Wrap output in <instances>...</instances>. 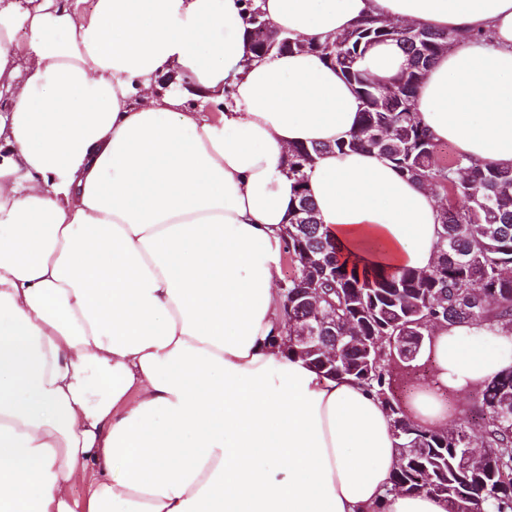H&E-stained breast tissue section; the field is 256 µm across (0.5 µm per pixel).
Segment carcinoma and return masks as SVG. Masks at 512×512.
<instances>
[{
	"mask_svg": "<svg viewBox=\"0 0 512 512\" xmlns=\"http://www.w3.org/2000/svg\"><path fill=\"white\" fill-rule=\"evenodd\" d=\"M419 44L401 26L366 22L333 41L307 42L300 50L319 54L339 68L360 102V123L338 150L374 149L373 133L391 126L400 135V147L387 160L402 176L418 184L434 185L459 197L441 211L439 261L427 278L405 268L390 273L383 267L344 255L319 224L313 200L304 189L302 157H317L328 145H299L288 155V170L297 183L295 203L306 204L304 239L310 251L323 250L327 276L311 282L302 260L283 290L292 298L298 288L314 284L326 304L336 305V322L356 323L360 339L345 350L336 365L312 361L326 376L350 375L373 389L388 411L391 430L401 448L419 440L415 455L392 476V489L406 494L425 493L448 503V512H512V371L480 385L477 408L480 422L457 425L449 434L416 422L402 424L399 399L392 388L414 390L418 373L395 381L388 368L385 337L426 323L480 324L492 319L512 327V167L484 165L459 155L443 163L435 159L437 144L414 111L415 93L435 58L454 41L442 30L424 28ZM394 42L409 67L394 80L395 91L382 88L360 68V61L377 44ZM487 448L482 464L466 470L462 451L473 436Z\"/></svg>",
	"mask_w": 512,
	"mask_h": 512,
	"instance_id": "carcinoma-1",
	"label": "carcinoma"
}]
</instances>
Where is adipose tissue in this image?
Here are the masks:
<instances>
[{
    "mask_svg": "<svg viewBox=\"0 0 512 512\" xmlns=\"http://www.w3.org/2000/svg\"><path fill=\"white\" fill-rule=\"evenodd\" d=\"M253 3L305 42L369 18L455 32L416 117L512 166V0ZM247 17L244 0H0V512H447L392 492L375 392L283 346L288 152L349 139L359 101L317 54L253 58ZM306 190L343 252L436 260L438 198L377 152L321 155ZM436 336L453 390L512 369L510 327Z\"/></svg>",
    "mask_w": 512,
    "mask_h": 512,
    "instance_id": "1",
    "label": "adipose tissue"
}]
</instances>
